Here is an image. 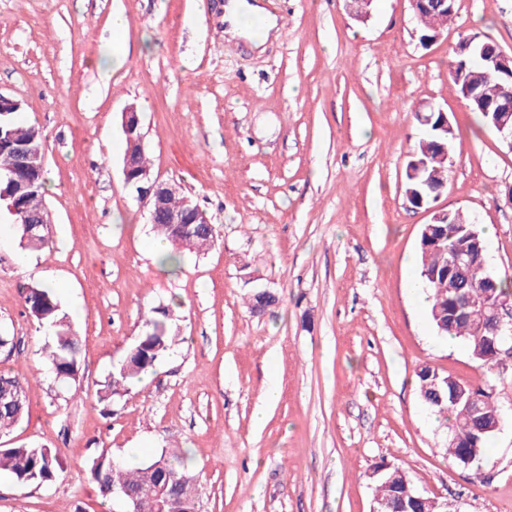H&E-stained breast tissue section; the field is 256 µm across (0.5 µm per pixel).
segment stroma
Listing matches in <instances>:
<instances>
[{
	"instance_id": "35a3bbf8",
	"label": "stroma",
	"mask_w": 512,
	"mask_h": 512,
	"mask_svg": "<svg viewBox=\"0 0 512 512\" xmlns=\"http://www.w3.org/2000/svg\"><path fill=\"white\" fill-rule=\"evenodd\" d=\"M224 3L0 0V94L43 131L53 216L38 251L0 218V332L17 342L0 372L26 378L29 400L0 448L43 445L64 465L41 487L0 473V512H112L92 460L138 463L164 448L188 452L198 512H372L383 461L456 512H512V375L495 382L504 422L476 467L449 458L446 423L419 397L422 367L467 384L482 370L463 345L440 342L412 299L432 215L404 193L422 135L414 112L429 103L457 134L434 210L493 228L490 269L512 276V148L449 75L470 33L512 53V0H457L427 45L409 0H373L364 22L345 0H269L282 30L262 53L225 41ZM119 11L126 55L106 74ZM131 105L153 171L219 230L172 273L148 252V212L123 178ZM32 284L56 286L86 338L76 387L49 370L23 302ZM258 290L277 297L262 313L248 307ZM159 305L172 309V354L100 402Z\"/></svg>"
}]
</instances>
